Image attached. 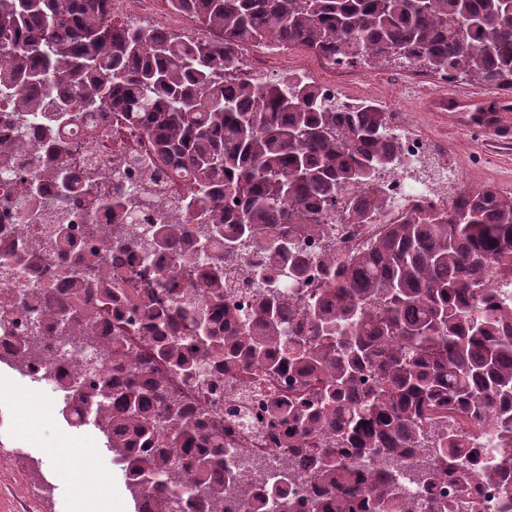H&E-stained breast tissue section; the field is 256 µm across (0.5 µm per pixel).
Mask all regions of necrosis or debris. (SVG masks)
I'll list each match as a JSON object with an SVG mask.
<instances>
[{
	"label": "necrosis or debris",
	"instance_id": "4bbe7bcc",
	"mask_svg": "<svg viewBox=\"0 0 512 512\" xmlns=\"http://www.w3.org/2000/svg\"><path fill=\"white\" fill-rule=\"evenodd\" d=\"M109 11L113 18H131L161 31L175 30L192 36L197 33L185 13L157 12L154 0H109ZM392 125L402 144L405 166L386 183L391 208L372 224H346L336 219L325 226L321 235L301 234L300 249L315 256L332 249L344 258L366 248L384 225L398 222L414 204L439 210L448 207L446 186L457 179L458 173L445 143L437 137L416 134L400 112H393ZM124 138L135 145L134 150L128 151L125 162L113 163L111 151L99 146L91 154L89 164L105 169L109 183L119 182L128 189L140 219L138 229L143 232L149 228L151 218L167 220L177 215V202L184 189L170 181L167 167L145 169V162L152 160L154 153L150 145L141 142L139 134L128 130ZM63 261L58 251L44 248L40 271L20 268L8 281L9 299L0 307V364L10 367L16 364V342L31 316V305L26 299L28 289L45 281ZM31 354L24 373L42 388L53 391L61 390L66 384L89 385L103 363L85 341L72 342L48 332L36 336ZM171 383L186 402H199L204 410L223 409L224 459L231 469L243 470L259 485L282 473L291 439L285 431L271 429L256 418L261 394L268 389L262 375H254L246 383L228 375L217 387L211 386L209 377L204 375L192 382L175 377Z\"/></svg>",
	"mask_w": 512,
	"mask_h": 512
}]
</instances>
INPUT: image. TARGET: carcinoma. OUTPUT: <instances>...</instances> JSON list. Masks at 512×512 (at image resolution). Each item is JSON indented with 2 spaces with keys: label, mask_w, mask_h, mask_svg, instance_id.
<instances>
[{
  "label": "carcinoma",
  "mask_w": 512,
  "mask_h": 512,
  "mask_svg": "<svg viewBox=\"0 0 512 512\" xmlns=\"http://www.w3.org/2000/svg\"><path fill=\"white\" fill-rule=\"evenodd\" d=\"M212 41L114 23L106 0H0V107L14 134L0 137V170L11 173L3 204L19 224L56 211V199L91 208L59 212L51 243L75 249L68 224L104 209L128 231L104 228L57 279L28 290L50 329L94 335L105 366L74 399L90 403L137 512H225L221 414L195 411L174 395L166 371L187 379L205 361L215 378H269L270 427L301 434L288 470L252 492L258 512H452L469 488L448 486L463 466L486 485L512 472V298L489 293L495 273L512 274V193L462 192L442 212L419 209L345 259L316 262L323 286L300 302L290 288L311 257L300 230L318 232L344 204L354 224L373 220L390 199L381 175L404 163L384 108L340 107L309 82L259 79L235 85L241 49L279 40L332 60L418 64L504 94L512 92V0H169ZM119 110L185 189L182 213L137 223L130 194L104 188L106 175L75 180L78 152L68 133L91 112ZM37 133L29 138L27 121ZM481 128L507 124L501 112H473ZM202 224L189 240L180 225ZM249 241L265 262L248 270L252 309L232 304L227 270ZM222 253L146 270L113 269L109 256L142 250L180 256ZM43 243L0 255L40 269ZM182 302L164 309L137 282ZM184 321L172 333L173 319ZM340 447H322L321 437ZM423 457L406 477L399 466ZM315 490L298 495L299 471Z\"/></svg>",
  "instance_id": "carcinoma-1"
}]
</instances>
